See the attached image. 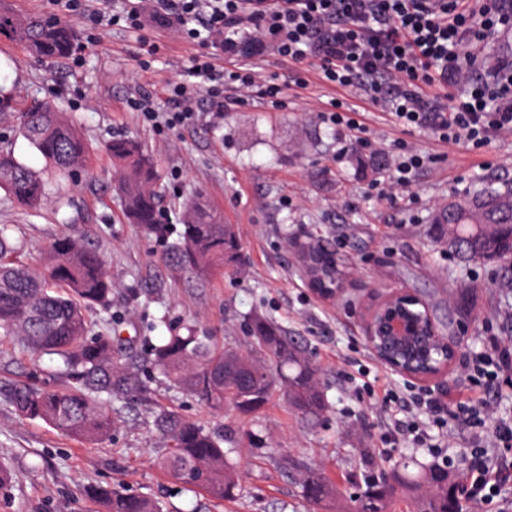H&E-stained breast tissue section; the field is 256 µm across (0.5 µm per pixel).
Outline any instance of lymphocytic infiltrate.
<instances>
[{
	"instance_id": "f902f5d3",
	"label": "lymphocytic infiltrate",
	"mask_w": 512,
	"mask_h": 512,
	"mask_svg": "<svg viewBox=\"0 0 512 512\" xmlns=\"http://www.w3.org/2000/svg\"><path fill=\"white\" fill-rule=\"evenodd\" d=\"M141 2L126 0L120 11L106 16L85 14L83 0H49L55 11L85 15L96 27L138 30L149 17L205 45L204 53L191 58L198 85L170 84L165 113H158L147 94L128 101V110L144 120L167 127L190 124L201 96L216 113L253 95L284 106L283 88L261 81L252 64L237 61L232 69L216 68L213 49L239 52L237 38L245 33L253 43L269 42L286 60L311 62L327 83L360 90L402 123L431 129L444 142L464 140L479 148L492 134L512 133V61L482 82L469 73L478 44L512 26V0H152L148 14ZM384 74L392 77V85L380 83ZM426 163V156L398 146L396 181L377 180L371 188L379 197L397 200L410 187L411 174ZM490 345V352L476 354L468 364L474 386L485 389L512 381V345L495 339ZM384 400L425 414L440 429L452 420L473 429L493 427L503 453L490 458L477 444L464 458L471 476L464 493L475 503L493 502L500 484L512 478V423L491 422L488 411L466 396L451 406L428 391L410 397L389 392Z\"/></svg>"
}]
</instances>
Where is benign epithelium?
Here are the masks:
<instances>
[{
	"instance_id": "benign-epithelium-1",
	"label": "benign epithelium",
	"mask_w": 512,
	"mask_h": 512,
	"mask_svg": "<svg viewBox=\"0 0 512 512\" xmlns=\"http://www.w3.org/2000/svg\"><path fill=\"white\" fill-rule=\"evenodd\" d=\"M367 344L380 361L412 379L435 377L456 359V344L438 330L425 304L402 292L371 313Z\"/></svg>"
}]
</instances>
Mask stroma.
<instances>
[{"label": "stroma", "mask_w": 512, "mask_h": 512, "mask_svg": "<svg viewBox=\"0 0 512 512\" xmlns=\"http://www.w3.org/2000/svg\"><path fill=\"white\" fill-rule=\"evenodd\" d=\"M158 47L149 70L137 61L141 42ZM198 44L146 20L139 31L105 27L98 43L68 59L45 63L0 35V87L15 101L35 95L69 112L89 144L88 167L66 187L64 206L32 213L0 191V225L13 227L24 262L38 267L62 232L79 231L104 259L112 277V318L122 324L127 349L145 357L150 338L191 322L218 344L245 351L246 320L270 317L299 337L320 368L328 410L311 426L281 398L257 412H215L148 376L149 401L115 402L118 430L86 442L40 420L21 418L7 392L18 380L51 364L20 341L0 343V462L16 475L0 512H102L91 486L121 482L158 500L164 512H356L368 478L381 472L416 473L439 464L433 450L387 441L394 412L375 404L372 388L434 391L451 400L469 387L470 350L491 336L512 341V290L502 287L496 263H466L435 240L433 217L449 200H464L487 182L512 184V134L489 145L442 144L426 128L402 129L383 107L352 89L323 82L314 69L259 47L252 62L263 80L285 88L286 107L248 97L216 115L200 101L197 120L158 129L128 111L126 102L150 94L163 103L166 84L189 81ZM362 110L368 144L319 113L330 99ZM138 137L159 164L166 223L179 224L184 202L205 195L235 227L243 255L223 276L199 281L171 269L164 244L128 223L112 190V137ZM434 156L412 175L414 203L391 204L371 195L374 179L395 176L393 142ZM317 239L335 256L342 278L336 298L324 297L300 270L292 239ZM396 292L424 299L437 323L452 322L458 356L441 375L405 377L378 360L366 344L371 309ZM162 405L208 429H223L240 475L235 499L216 502L198 488L180 487L160 469L163 447L152 426ZM320 472L335 487L332 499L310 504L294 466Z\"/></svg>", "instance_id": "1"}]
</instances>
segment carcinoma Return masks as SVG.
Wrapping results in <instances>:
<instances>
[{"label": "carcinoma", "mask_w": 512, "mask_h": 512, "mask_svg": "<svg viewBox=\"0 0 512 512\" xmlns=\"http://www.w3.org/2000/svg\"><path fill=\"white\" fill-rule=\"evenodd\" d=\"M1 34L45 60L65 59L79 45L71 25L47 14L16 16L1 10ZM4 111L16 113L21 136L60 180L70 179L86 164L89 147L66 113L39 98L14 106L0 97V112ZM108 151L125 217L165 240L170 229L162 223L159 207L158 164L132 137L112 139ZM0 190L31 212L52 201L42 172L2 149ZM498 195L500 188L492 184L476 191L472 200L478 208L471 211L472 222L457 227L452 243L448 225H435L448 252L476 262L485 259L487 237L496 239L500 249L512 243V210L489 205ZM8 231L9 226L0 225V338L16 337L33 352L56 357L58 374L67 380L65 387L56 388L41 380L37 370L13 385L9 401L22 417L41 420L68 436L90 442L107 438L117 425L113 401L144 400L148 394L142 369L126 365L116 350L122 338L112 318L100 329L87 316L92 308L110 310L112 279L99 254L79 234L54 240L46 267L38 270L18 259ZM167 251L177 270L206 279L237 261L238 241L233 225L224 223L221 213L198 196L186 203L183 228ZM332 264V257L321 258L314 270L318 287H332L339 275ZM250 332L257 348L242 353L186 326L149 346L147 361L173 386L215 411L229 404L242 413L256 412L277 394L303 419L317 421L327 399L317 368L298 342L262 315L251 317ZM153 423L166 448L159 464L172 479L195 486L192 475L201 472L206 475L201 488L211 499L222 502L236 496L239 476L224 451L223 434L162 406L156 408ZM300 481L304 496L314 504L334 493L319 472L309 470ZM403 486L408 489V512H455L456 478L431 467L411 482L395 472L368 480L359 496L360 512H395L398 488ZM91 495L106 512H161L158 503L123 485L96 486Z\"/></svg>", "instance_id": "cac0c4a2"}]
</instances>
